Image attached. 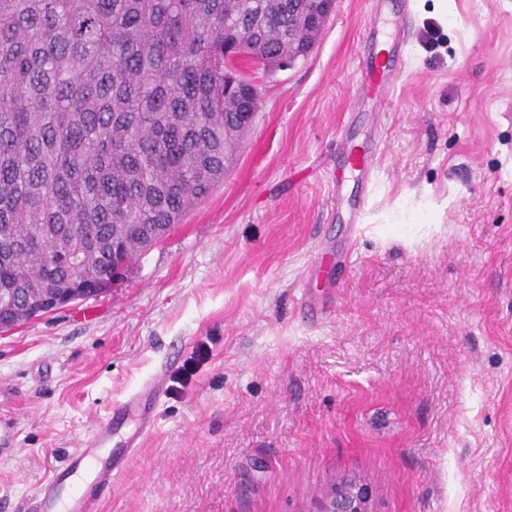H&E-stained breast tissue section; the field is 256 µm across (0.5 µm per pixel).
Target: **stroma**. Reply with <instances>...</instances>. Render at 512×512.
<instances>
[{
    "mask_svg": "<svg viewBox=\"0 0 512 512\" xmlns=\"http://www.w3.org/2000/svg\"><path fill=\"white\" fill-rule=\"evenodd\" d=\"M406 2L383 111L355 98L377 0H336L306 58L243 64L223 185L107 294L0 333V512L157 376L100 512H299L347 472L373 512H512V0ZM375 135L348 224L337 145Z\"/></svg>",
    "mask_w": 512,
    "mask_h": 512,
    "instance_id": "35a3bbf8",
    "label": "stroma"
}]
</instances>
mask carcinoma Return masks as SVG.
<instances>
[{
    "label": "carcinoma",
    "mask_w": 512,
    "mask_h": 512,
    "mask_svg": "<svg viewBox=\"0 0 512 512\" xmlns=\"http://www.w3.org/2000/svg\"><path fill=\"white\" fill-rule=\"evenodd\" d=\"M288 0H0V312L135 265L224 183L259 105L224 66L309 55ZM240 55L224 57V41Z\"/></svg>",
    "instance_id": "1"
}]
</instances>
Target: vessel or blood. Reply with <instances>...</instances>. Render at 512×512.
<instances>
[{"mask_svg": "<svg viewBox=\"0 0 512 512\" xmlns=\"http://www.w3.org/2000/svg\"><path fill=\"white\" fill-rule=\"evenodd\" d=\"M403 39L401 16L386 15L375 9L370 17L369 34L362 58V76L372 93L374 106L389 97L399 71L380 63L377 47L390 43V56H398ZM378 143L341 140L337 152L343 163L336 170L337 183L353 181L368 185ZM164 394L162 379L148 382L142 392L116 405L110 416L97 422L86 447L77 449L66 468L52 470L38 500L36 512H95L94 489L108 485L124 470L128 457L141 448L156 425L157 406Z\"/></svg>", "mask_w": 512, "mask_h": 512, "instance_id": "1", "label": "vessel or blood"}]
</instances>
